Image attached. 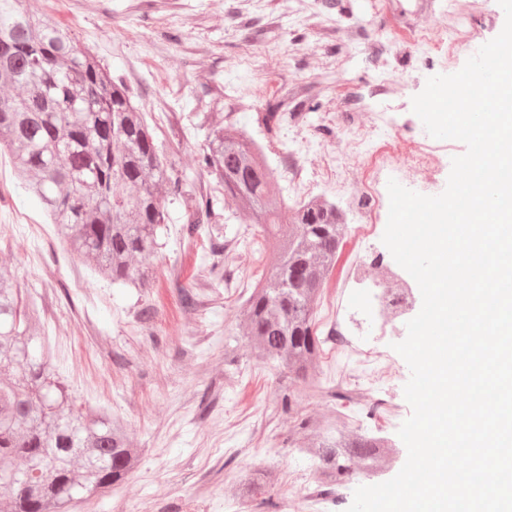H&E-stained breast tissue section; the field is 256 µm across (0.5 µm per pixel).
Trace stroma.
Returning a JSON list of instances; mask_svg holds the SVG:
<instances>
[{
    "label": "stroma",
    "mask_w": 512,
    "mask_h": 512,
    "mask_svg": "<svg viewBox=\"0 0 512 512\" xmlns=\"http://www.w3.org/2000/svg\"><path fill=\"white\" fill-rule=\"evenodd\" d=\"M470 42L442 66L443 51L416 41L439 18V0H23L47 13L122 81L155 131L168 164L189 193L210 194V221L239 262L221 283L206 281L201 267L211 242L182 236L190 212L166 199L170 222L159 235L155 273L147 287L121 288L102 280L61 244L57 235L29 239L26 227L44 223L35 201L17 186L8 157L0 156V264L41 311V332L53 364L79 401L101 405L124 422L140 468L73 512H138L143 498L159 497L161 512H253L225 481L258 468L276 470L271 491L284 503L290 489L316 474L315 463L292 439L293 421L281 411L280 375L249 360L238 327L250 286L268 267L263 238L247 215L224 201L214 177L197 158L210 130L236 123L262 147L289 204L300 195L288 180L301 170L305 193L327 197L349 170L351 212L379 159L395 141L414 145L424 129L412 99L428 77L457 72L478 46L505 23L497 0H469ZM403 82L393 97L394 123L377 130L352 154L341 129L348 117L373 104L389 78ZM287 122L266 125L270 107ZM345 160L329 167L327 153ZM39 253L41 264L31 261ZM198 289L197 309L184 310L179 287ZM154 317L141 328L139 313ZM338 397L301 390L300 413L343 414L359 433L397 434L399 423L372 412L364 384L350 378Z\"/></svg>",
    "instance_id": "stroma-1"
}]
</instances>
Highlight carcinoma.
<instances>
[{"label": "carcinoma", "mask_w": 512, "mask_h": 512, "mask_svg": "<svg viewBox=\"0 0 512 512\" xmlns=\"http://www.w3.org/2000/svg\"><path fill=\"white\" fill-rule=\"evenodd\" d=\"M2 153L67 250L113 284L144 288L153 278L158 234L170 220L164 197L183 198L192 211L182 227L189 241L210 213L208 199L186 195L126 88L22 0H0ZM199 165L263 232L269 273L251 288L240 327L251 358L288 378L282 409L319 482L331 489L382 468L393 448L380 437L351 432L339 418L322 427L295 409L296 384L317 387L326 340L316 314L345 235L342 214L319 197L288 206L242 127L212 129ZM40 325L36 304L1 265L0 512H68L125 483L142 461L127 428L107 409L78 402L49 352L35 349ZM276 484L273 472L257 469L236 496L265 505Z\"/></svg>", "instance_id": "carcinoma-1"}]
</instances>
